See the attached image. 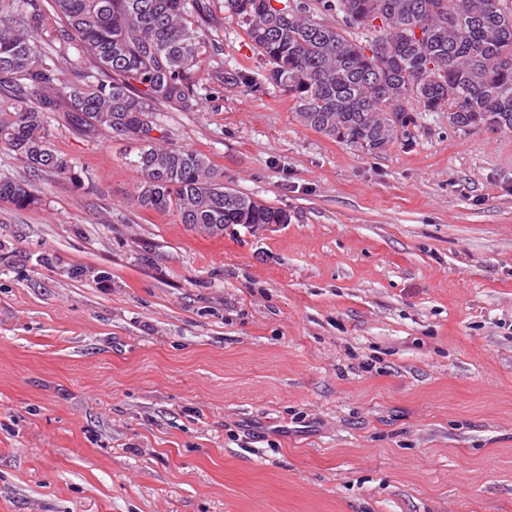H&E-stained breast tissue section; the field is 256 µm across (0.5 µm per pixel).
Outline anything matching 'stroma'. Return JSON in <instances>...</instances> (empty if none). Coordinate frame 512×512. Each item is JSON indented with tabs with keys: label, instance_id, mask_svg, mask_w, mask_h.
I'll return each mask as SVG.
<instances>
[{
	"label": "stroma",
	"instance_id": "35a3bbf8",
	"mask_svg": "<svg viewBox=\"0 0 512 512\" xmlns=\"http://www.w3.org/2000/svg\"><path fill=\"white\" fill-rule=\"evenodd\" d=\"M207 3L160 133L289 221L199 235L56 115L80 185L0 152V512H512V132L336 142ZM0 200L10 202L18 209H32L38 204L28 184L10 178L0 179Z\"/></svg>",
	"mask_w": 512,
	"mask_h": 512
}]
</instances>
